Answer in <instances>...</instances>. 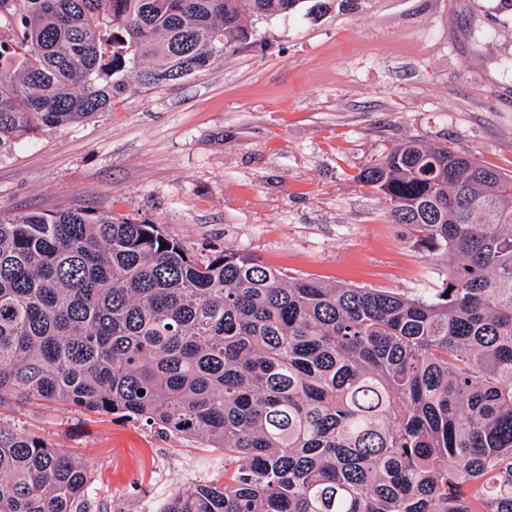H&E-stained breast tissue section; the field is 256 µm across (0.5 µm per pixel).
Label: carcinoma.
Wrapping results in <instances>:
<instances>
[{
    "instance_id": "1",
    "label": "carcinoma",
    "mask_w": 512,
    "mask_h": 512,
    "mask_svg": "<svg viewBox=\"0 0 512 512\" xmlns=\"http://www.w3.org/2000/svg\"><path fill=\"white\" fill-rule=\"evenodd\" d=\"M359 0H0V149ZM446 258L431 297L193 256L89 207L0 216V406L118 414L217 448L161 512H512V176L409 140L362 169ZM77 456L0 428V512H80Z\"/></svg>"
}]
</instances>
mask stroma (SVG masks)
Listing matches in <instances>:
<instances>
[{"label":"stroma","instance_id":"obj_1","mask_svg":"<svg viewBox=\"0 0 512 512\" xmlns=\"http://www.w3.org/2000/svg\"><path fill=\"white\" fill-rule=\"evenodd\" d=\"M256 30V46L178 85L129 90L108 112L1 150L0 214L92 206L289 277L440 290L445 263L358 175L408 140L512 174V15L495 0H361ZM0 427L87 464L82 512H161L179 489L236 467L116 414L6 406Z\"/></svg>","mask_w":512,"mask_h":512}]
</instances>
